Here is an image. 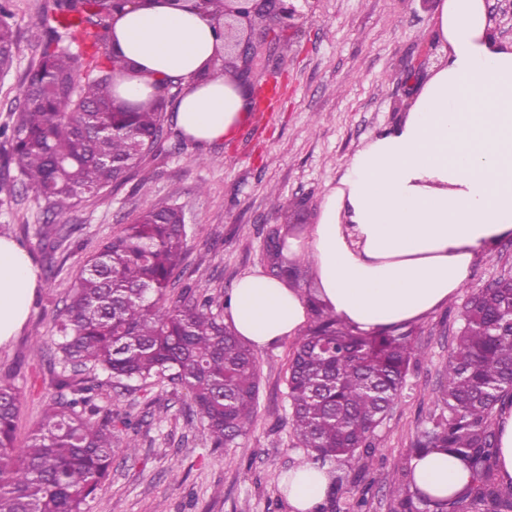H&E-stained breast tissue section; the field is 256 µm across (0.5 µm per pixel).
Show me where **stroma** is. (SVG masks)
Here are the masks:
<instances>
[{
  "label": "stroma",
  "instance_id": "obj_1",
  "mask_svg": "<svg viewBox=\"0 0 512 512\" xmlns=\"http://www.w3.org/2000/svg\"><path fill=\"white\" fill-rule=\"evenodd\" d=\"M43 2L13 0L17 48L11 70L0 73V126L15 120L24 76L45 37V28L31 22ZM438 9L437 0H315L282 33L271 68L255 71L251 85L266 97L233 139L202 148L167 120L161 149L138 172L149 181L147 194L127 186L101 200L82 199L56 217L21 183L8 144L0 142V228L38 270L54 272L51 285L37 288L19 336L0 345V378H10L20 394L18 440L57 396L58 373L86 376L32 351L35 342L55 336L53 317L72 293L81 262L140 210L174 205L189 229L177 288L225 298L241 276L266 266V231L281 221L272 199L309 198L306 222L316 223L319 204L348 159L402 119L407 70L427 76L441 56L432 34ZM510 274L512 238L475 263L451 301L413 323L424 355L411 362L402 398L377 429L372 458L345 468L336 512H355L361 497L366 512H393L388 487L442 404L461 307L471 293ZM296 343L291 336L258 351V413L230 448L211 447L204 424L189 414L186 388L98 374L100 405L113 417L140 420V448L131 458L116 452L91 512H290L279 478L308 460L286 423L285 371Z\"/></svg>",
  "mask_w": 512,
  "mask_h": 512
}]
</instances>
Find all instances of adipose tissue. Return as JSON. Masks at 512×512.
Returning a JSON list of instances; mask_svg holds the SVG:
<instances>
[{
	"label": "adipose tissue",
	"instance_id": "ef3b65f1",
	"mask_svg": "<svg viewBox=\"0 0 512 512\" xmlns=\"http://www.w3.org/2000/svg\"><path fill=\"white\" fill-rule=\"evenodd\" d=\"M194 2L139 0L113 19L110 46L137 68L117 76L116 95L143 102L156 82H180L176 129L206 146L233 136L249 106L243 84L215 65L223 25ZM433 34L444 56L405 117L347 161L308 237L288 239L290 254L309 258L317 297L355 332L425 318L512 237V46L493 35L485 0H442ZM38 286L29 253L0 236V344L21 332ZM226 311L237 336L264 349L299 334L308 304L257 268L237 281ZM410 466L416 486L439 499L470 480L437 451ZM328 484L316 464L290 471L292 512H315Z\"/></svg>",
	"mask_w": 512,
	"mask_h": 512
}]
</instances>
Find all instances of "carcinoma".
I'll return each mask as SVG.
<instances>
[{
  "mask_svg": "<svg viewBox=\"0 0 512 512\" xmlns=\"http://www.w3.org/2000/svg\"><path fill=\"white\" fill-rule=\"evenodd\" d=\"M0 0V71L12 66L15 39ZM130 0H48L35 22L48 28L24 80L12 125L0 128L20 180L56 215L86 197L131 180L163 137L164 107L175 83L155 84L140 105L117 103L113 76L128 65L104 51L112 20ZM288 227L269 231V275L297 281L301 259L288 255ZM188 243L182 211L151 206L84 262L54 317L61 361L117 380L169 381L192 394V412L214 448H229L259 405L257 353L224 324V304L192 289L172 293ZM312 322L288 364V423L311 462L332 465L320 512H334L340 471L373 456L372 438L402 397L411 360L423 356L414 331L358 333L314 296ZM448 388L408 457L434 450L458 461L470 481L445 499L411 490V469L389 486L394 512H512V487L495 473L493 423L512 400V280L501 278L466 303L448 355ZM61 393L17 445L19 394L0 378V512H90L115 449L136 454L114 432L112 410L97 403L94 378L60 374Z\"/></svg>",
  "mask_w": 512,
  "mask_h": 512,
  "instance_id": "1",
  "label": "carcinoma"
}]
</instances>
